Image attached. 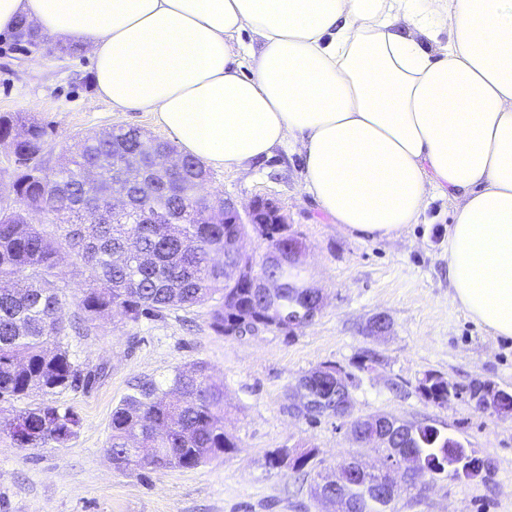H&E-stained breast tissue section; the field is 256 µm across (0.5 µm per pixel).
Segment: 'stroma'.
Instances as JSON below:
<instances>
[{"label": "stroma", "mask_w": 512, "mask_h": 512, "mask_svg": "<svg viewBox=\"0 0 512 512\" xmlns=\"http://www.w3.org/2000/svg\"><path fill=\"white\" fill-rule=\"evenodd\" d=\"M11 43L0 34V115L20 113L49 125L51 160L74 151L85 134L113 127L169 140L154 113L115 111L97 96L86 54L31 56ZM303 179L302 159L287 143L266 159L211 168L204 190L243 206L258 196L280 204L304 247L303 275L325 294L314 322L290 335L218 334L206 304L136 324L115 317L78 329L84 278L61 255V316L74 326L64 342L81 370L102 366L106 374L92 387L55 394L58 406L80 417L65 445L20 448L0 434V512H325L311 494L317 474L357 452L370 466L379 457L375 449H356L336 419L313 424L289 414L297 379L330 363L353 376L355 415L435 425L486 464L482 476L467 482L436 478L423 500L401 495L397 512H512V413L478 412L465 393L476 379L512 391V338L491 335L449 300L448 229L456 200L433 196L418 223L399 236L372 239L332 224L303 192ZM379 313L389 330L377 338L368 324ZM199 362L224 386V428L235 450L192 469L116 470L107 452L113 408L138 381L159 382ZM428 372L456 384L459 395L442 406L425 400L417 386ZM278 448L316 454L302 470L274 469L266 457Z\"/></svg>", "instance_id": "obj_1"}]
</instances>
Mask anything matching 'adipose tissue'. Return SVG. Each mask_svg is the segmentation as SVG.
<instances>
[{"mask_svg":"<svg viewBox=\"0 0 512 512\" xmlns=\"http://www.w3.org/2000/svg\"><path fill=\"white\" fill-rule=\"evenodd\" d=\"M77 44L112 109L233 167L293 143L346 233L391 237L460 199L450 300L512 338V0H0Z\"/></svg>","mask_w":512,"mask_h":512,"instance_id":"1","label":"adipose tissue"}]
</instances>
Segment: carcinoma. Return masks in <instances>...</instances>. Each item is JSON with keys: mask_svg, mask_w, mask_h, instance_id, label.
Here are the masks:
<instances>
[{"mask_svg": "<svg viewBox=\"0 0 512 512\" xmlns=\"http://www.w3.org/2000/svg\"><path fill=\"white\" fill-rule=\"evenodd\" d=\"M46 136L42 124L20 114L0 116V141L11 140L19 163L14 197L0 198L1 401L35 390L51 395L83 378L89 387L100 375L82 372L63 345L70 326L56 316L62 304L56 282L62 249L84 276L78 308L89 328L114 314L137 323L210 302L211 328L225 336L241 337L253 328L287 332L288 316L314 300L316 289L304 283L299 261L270 264L265 255L258 260L242 252L233 259L231 272L214 261L213 255L224 254V244L245 234L246 225L222 219L199 223L203 210L224 213V199L197 194L210 173L192 158H183L182 167L166 179L152 180L155 188L149 192L130 183L134 208L128 214L112 213L110 189L124 175L127 157L137 154L152 168L156 156L174 149L171 143L140 129L112 128L83 137L74 155L51 167L45 158ZM89 208L106 213L102 223H84ZM31 210L44 213L53 230L31 223ZM171 214L182 223H168ZM251 228L268 251L286 256L301 250L282 221ZM259 276L280 284L277 306L268 314L262 290L253 286ZM418 390L439 405L458 392L455 384L434 373L425 374ZM315 396L328 416L336 414V390L322 385ZM79 426L76 413L50 403L0 419V433L20 448L63 445ZM394 446L422 454L430 467L445 472L448 464L440 449H466L440 428L422 423L397 435ZM234 448L224 430V387L210 380L203 364L177 369L165 382H138L112 410L108 453L118 469L195 468ZM378 479L373 473L367 480L353 476L349 484L338 486L322 475L315 489L332 501L341 498L346 512H370L363 484Z\"/></svg>", "mask_w": 512, "mask_h": 512, "instance_id": "cac0c4a2", "label": "carcinoma"}]
</instances>
